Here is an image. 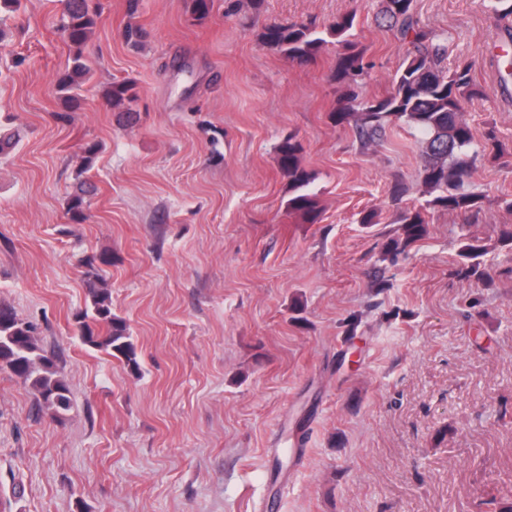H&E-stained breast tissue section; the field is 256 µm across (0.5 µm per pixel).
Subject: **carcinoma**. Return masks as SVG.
Masks as SVG:
<instances>
[{
    "label": "carcinoma",
    "mask_w": 512,
    "mask_h": 512,
    "mask_svg": "<svg viewBox=\"0 0 512 512\" xmlns=\"http://www.w3.org/2000/svg\"><path fill=\"white\" fill-rule=\"evenodd\" d=\"M414 0H383L382 13L401 39L409 45L407 57L393 79V91L379 100L359 98L357 88L368 63L364 51L345 41L342 53L332 74V80L342 89L336 107L330 113L335 124L350 121L363 140L376 139L393 122H403L425 136L421 181L425 192L432 195L426 206L405 209L399 215L401 234L391 241L388 252H400L418 241L426 232L425 207L448 211H472L480 208L482 198L466 187L472 168L480 153L492 148L496 154L503 147L490 135L478 145L470 127L462 119L465 102L470 98L471 65L459 63L447 71L442 63L448 53L447 37L419 25L414 13ZM491 10L498 21L505 22L501 37L512 42V0H490ZM97 11L89 8L88 0H64L59 31L73 50L71 70L59 78L65 89L80 85L88 68L83 62L84 49L96 26ZM355 15L336 18L324 29L311 24H271L259 34L261 43L292 60L308 62L316 58L328 38L340 40L354 28ZM133 96V85L115 82L107 91L109 102L120 106ZM302 143L290 134L277 146L279 170L288 182V212L304 224L321 220L318 197L311 190L316 174L300 162ZM91 190L80 189L68 207L70 220L83 223L89 218L87 197ZM487 247L469 238L461 247V256L469 264L461 269L466 277L481 278L478 258ZM110 265L105 257L88 256L85 286L90 306L75 317L74 333L80 342L112 356H121L132 372L139 371V362L128 327L112 312V297L107 280L98 264ZM0 370L7 371L27 384L34 404L54 415L61 416L73 409L68 382L58 370L53 357L41 353L38 346V327L25 321L10 307L0 305Z\"/></svg>",
    "instance_id": "cac0c4a2"
}]
</instances>
